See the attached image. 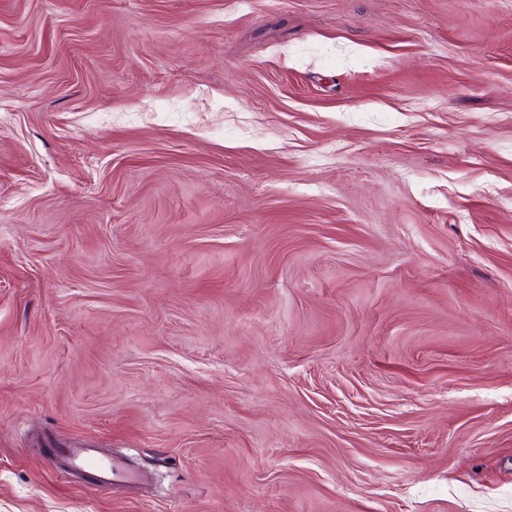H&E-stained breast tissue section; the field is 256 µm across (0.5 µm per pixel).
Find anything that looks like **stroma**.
<instances>
[{"label":"stroma","mask_w":512,"mask_h":512,"mask_svg":"<svg viewBox=\"0 0 512 512\" xmlns=\"http://www.w3.org/2000/svg\"><path fill=\"white\" fill-rule=\"evenodd\" d=\"M0 512H512V0H0ZM55 452L56 456L65 458L69 471L84 472L87 477L92 478L91 488L97 491L112 486L117 477L131 483L140 482L143 478L140 472L126 469L112 459V456H104L96 448L70 446L55 448Z\"/></svg>","instance_id":"stroma-1"}]
</instances>
